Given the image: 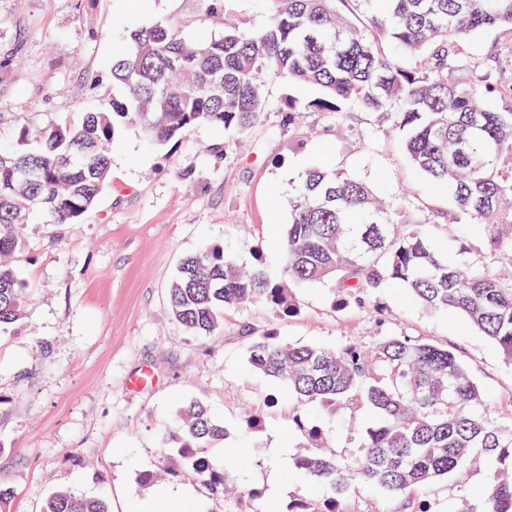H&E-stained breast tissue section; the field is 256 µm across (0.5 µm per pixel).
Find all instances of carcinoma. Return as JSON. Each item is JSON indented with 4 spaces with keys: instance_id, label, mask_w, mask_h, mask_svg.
Instances as JSON below:
<instances>
[{
    "instance_id": "carcinoma-1",
    "label": "carcinoma",
    "mask_w": 512,
    "mask_h": 512,
    "mask_svg": "<svg viewBox=\"0 0 512 512\" xmlns=\"http://www.w3.org/2000/svg\"><path fill=\"white\" fill-rule=\"evenodd\" d=\"M275 2L273 18L258 29L227 22L220 35L195 39L172 21L134 29L112 58V98L78 123L21 127L16 145L0 149V256L20 250L15 226L31 211L67 224L93 206L109 181L110 147L126 130L136 127L164 147L200 124L226 133L257 126L267 72L319 90L309 101L286 99L290 124L312 110L341 123L353 107L391 115L412 165L451 191L448 223L481 226L493 249L512 251V81L452 78L477 34L500 30L512 49V0H354L369 18V35L344 12L349 0ZM288 209L278 278L261 256L246 271L218 244L183 259L168 300L190 335L222 332L225 309L253 302L293 316L291 283L330 282L343 303L361 304L394 281L421 307L455 313L512 365V279L463 267L411 211L385 207L371 184L336 168L303 172ZM25 295L16 269L1 262L0 333L19 319ZM247 361L306 407L304 415L292 410L288 425L306 440L291 477L308 494L285 511L269 504L263 512H359L358 482L397 500V512H426L414 508L410 490L448 477L465 486L468 466L481 460L492 471L458 512H512V424L490 414L472 367L451 348L390 333L369 349L357 341L328 349L288 344L270 330L248 336ZM364 404L376 421L359 453L330 448L320 419ZM265 425L259 407L241 429L254 434ZM226 436L194 403L180 409V423L162 434L158 451L177 454L184 476L222 496L223 462L207 449ZM42 512L109 507L103 497L60 488Z\"/></svg>"
}]
</instances>
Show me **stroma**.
I'll use <instances>...</instances> for the list:
<instances>
[{
	"instance_id": "stroma-1",
	"label": "stroma",
	"mask_w": 512,
	"mask_h": 512,
	"mask_svg": "<svg viewBox=\"0 0 512 512\" xmlns=\"http://www.w3.org/2000/svg\"><path fill=\"white\" fill-rule=\"evenodd\" d=\"M220 9L210 18L199 0H0V145L22 126L74 121L110 99L112 51L131 27L178 18L191 39L202 26L219 33L225 17L262 27L275 5L220 0ZM262 84L258 127L228 136L201 124L161 150L130 129L112 145L108 187L76 222L48 224L34 213L18 225L27 296L19 320L0 334V482L12 490L10 512H40L60 488L106 497L110 512H141L142 500L169 490L183 494L176 512H226L252 492L284 508L305 495L288 477L301 435L288 431L287 400L267 409L262 432L247 437L240 428L246 411L282 392L247 367L248 334L271 329L299 345L369 346L404 333L451 346L473 367L491 411L512 417V366L496 347L462 332L455 315L409 301L397 285L343 306L326 286L294 285L295 316L232 307L215 336L189 335L174 319L167 290L177 267L209 245L247 265L262 256L280 275L288 198L297 176L317 165L374 182L473 268L512 269V255L491 249L483 230L447 228V192L415 171L389 115L357 112L341 126L331 114L304 112L288 125L283 105L293 91L270 73ZM293 93L317 95L311 87ZM145 370L153 384L131 388ZM183 401L206 404L229 432L211 450L235 473L225 499H209L179 476L176 457L158 454ZM148 467L163 471L161 485L138 483V469ZM275 482L285 489L276 498ZM466 494L441 479L411 497L427 512H455Z\"/></svg>"
}]
</instances>
